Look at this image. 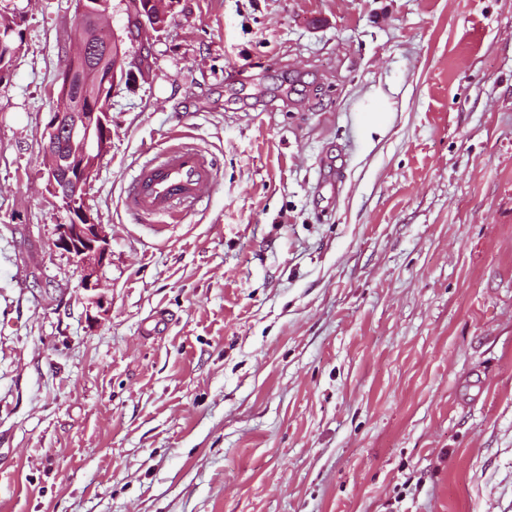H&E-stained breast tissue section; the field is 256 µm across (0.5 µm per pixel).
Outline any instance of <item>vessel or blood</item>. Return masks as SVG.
I'll list each match as a JSON object with an SVG mask.
<instances>
[{"label": "vessel or blood", "mask_w": 512, "mask_h": 512, "mask_svg": "<svg viewBox=\"0 0 512 512\" xmlns=\"http://www.w3.org/2000/svg\"><path fill=\"white\" fill-rule=\"evenodd\" d=\"M214 185V168L207 155L193 144L180 141L140 166L132 178L125 206L142 218L176 224L185 209Z\"/></svg>", "instance_id": "obj_1"}]
</instances>
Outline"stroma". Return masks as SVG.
<instances>
[{"instance_id":"35a3bbf8","label":"stroma","mask_w":512,"mask_h":512,"mask_svg":"<svg viewBox=\"0 0 512 512\" xmlns=\"http://www.w3.org/2000/svg\"><path fill=\"white\" fill-rule=\"evenodd\" d=\"M0 15V512H512V0H176L95 292L41 167L73 0ZM178 135L217 183L159 234L124 198ZM13 21H10L5 16H0V36L2 35L4 40V46L0 45V71L8 70L14 61L18 46L15 45L14 34L15 30L13 27Z\"/></svg>"}]
</instances>
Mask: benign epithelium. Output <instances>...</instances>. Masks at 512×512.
Here are the masks:
<instances>
[{"label":"benign epithelium","instance_id":"7a95c632","mask_svg":"<svg viewBox=\"0 0 512 512\" xmlns=\"http://www.w3.org/2000/svg\"><path fill=\"white\" fill-rule=\"evenodd\" d=\"M95 5L97 9L93 10L87 0H78L76 14L80 18H90L99 35L104 25L102 9L109 7V3L96 0ZM169 11L167 0H154V14L139 13L138 25L147 27L154 16L166 15ZM113 41L112 37L105 41L86 40L76 45L68 57L61 71L59 90L51 99L41 151L47 185L60 198L63 209L70 213L69 222L59 225L56 244L72 255L82 285L87 289L97 288L93 278L110 251L109 236L104 225L93 218L85 202L84 190L89 177L111 148L109 105L112 90L127 75L124 56L120 54L112 58ZM90 56L101 58L97 78L86 82L85 92L75 96L70 93L71 65ZM85 106L91 111H83ZM64 137L69 138L72 145L69 153L57 149L59 140Z\"/></svg>","mask_w":512,"mask_h":512}]
</instances>
